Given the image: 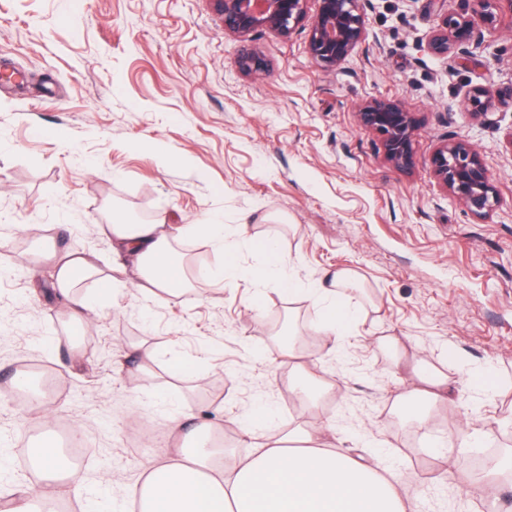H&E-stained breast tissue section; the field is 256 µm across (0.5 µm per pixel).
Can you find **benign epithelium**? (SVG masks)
<instances>
[{
	"mask_svg": "<svg viewBox=\"0 0 512 512\" xmlns=\"http://www.w3.org/2000/svg\"><path fill=\"white\" fill-rule=\"evenodd\" d=\"M224 18V32L237 37L239 69L260 76L268 71L263 54L249 44V36L268 29L288 37L308 30V51L312 60L327 68L345 62L365 42L368 35L364 0H316L317 11L310 13V0H215ZM473 14L486 27H495L504 15L512 17V0H471ZM483 33L468 16L444 15L430 37L427 50L437 56L461 53L472 56L469 47H481ZM512 100V87L492 90L478 85L465 99V108L475 118L487 115L497 101ZM360 128L378 136L385 160L400 171L416 165L415 136L422 119L401 103L374 98L356 111ZM438 184L473 215L486 218L498 207L499 197L480 153L467 141L449 140L439 145L431 157Z\"/></svg>",
	"mask_w": 512,
	"mask_h": 512,
	"instance_id": "7a95c632",
	"label": "benign epithelium"
}]
</instances>
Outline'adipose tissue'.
Returning a JSON list of instances; mask_svg holds the SVG:
<instances>
[{
  "instance_id": "1",
  "label": "adipose tissue",
  "mask_w": 512,
  "mask_h": 512,
  "mask_svg": "<svg viewBox=\"0 0 512 512\" xmlns=\"http://www.w3.org/2000/svg\"><path fill=\"white\" fill-rule=\"evenodd\" d=\"M100 231L112 248L111 275L101 276L94 255L85 250L44 254L53 263V291L68 299L67 317L77 335L102 312L105 301L126 288L127 271L136 273L138 291L150 299L164 293L205 296L225 279L251 275L225 246L226 238L246 239L243 223L228 228L223 218L213 216L174 228L161 221L116 218L101 225ZM198 235L209 237L227 259L210 279L190 282L174 241ZM94 278L98 289L82 291V284ZM356 286L350 271L339 270L304 291L318 311L314 338L328 349H336L354 323L353 311L343 297ZM398 357L409 373L405 401L416 406L419 418H426L432 407L447 399L448 377L406 350H399ZM274 417L272 405L257 403L239 424L256 450L251 456L232 459L215 446L218 430L207 415L178 411L170 424L182 439V448L129 485L127 499L143 504V512H415L396 472L383 460L367 463L325 447L313 429L267 435ZM39 469L43 478L39 491L31 496L16 493L6 512H52V503L62 491L81 493V473L61 470L60 450L53 439L42 441Z\"/></svg>"
}]
</instances>
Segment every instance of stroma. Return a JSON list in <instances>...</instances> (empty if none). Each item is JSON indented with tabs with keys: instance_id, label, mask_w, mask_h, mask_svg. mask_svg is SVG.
<instances>
[{
	"instance_id": "35a3bbf8",
	"label": "stroma",
	"mask_w": 512,
	"mask_h": 512,
	"mask_svg": "<svg viewBox=\"0 0 512 512\" xmlns=\"http://www.w3.org/2000/svg\"><path fill=\"white\" fill-rule=\"evenodd\" d=\"M368 37L344 64L317 65L305 33L252 34L269 70L241 72L240 42L213 0H0V436L19 448L33 411L10 379L25 362L49 370L53 422L78 425L88 453L86 494H62L92 512L101 495L132 512L125 488L174 451L169 418L204 410L224 429V450L250 455L235 428L269 399L271 433L322 422L323 443L371 459L388 448L417 512H482L480 495L445 477L448 435L492 431L512 448V106L474 118L472 87L512 83V20L484 31L475 60L437 57L427 43L439 15L467 0H365ZM398 100L423 123L417 165L399 171L355 108ZM481 154L500 204L486 219L442 189L430 159L445 140ZM173 226L211 213L253 239L278 241L298 287L348 269L359 291L357 326L313 367L330 398L311 412L288 396L280 326L310 335L316 310L272 281H225L209 296L151 301L126 288L73 341L64 303L20 228L67 225L56 250L109 261L99 232L109 213ZM195 361V373H137L133 345ZM79 343L80 361L70 346ZM418 351L448 377L452 395L424 428L399 398L405 371L393 346ZM114 482L99 487L102 471Z\"/></svg>"
}]
</instances>
